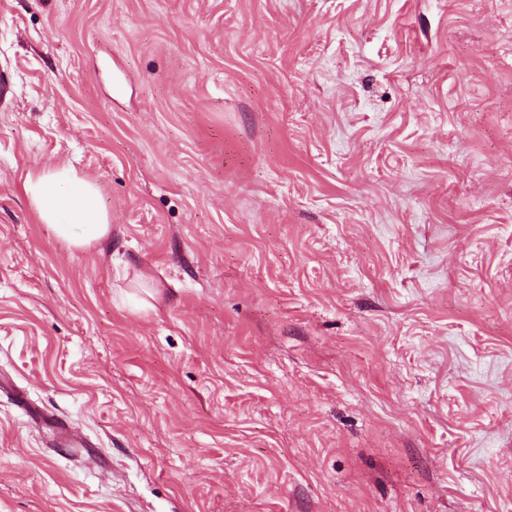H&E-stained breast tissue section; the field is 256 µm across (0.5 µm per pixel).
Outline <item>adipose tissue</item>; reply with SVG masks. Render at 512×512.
Returning a JSON list of instances; mask_svg holds the SVG:
<instances>
[{
  "label": "adipose tissue",
  "instance_id": "obj_1",
  "mask_svg": "<svg viewBox=\"0 0 512 512\" xmlns=\"http://www.w3.org/2000/svg\"><path fill=\"white\" fill-rule=\"evenodd\" d=\"M24 191L41 223L72 247L91 249L108 237L110 224L99 192L73 167L28 175Z\"/></svg>",
  "mask_w": 512,
  "mask_h": 512
}]
</instances>
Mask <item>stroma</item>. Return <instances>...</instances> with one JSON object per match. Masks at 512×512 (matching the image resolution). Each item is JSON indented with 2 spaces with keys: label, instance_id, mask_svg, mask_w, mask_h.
I'll return each mask as SVG.
<instances>
[{
  "label": "stroma",
  "instance_id": "obj_1",
  "mask_svg": "<svg viewBox=\"0 0 512 512\" xmlns=\"http://www.w3.org/2000/svg\"><path fill=\"white\" fill-rule=\"evenodd\" d=\"M1 70L0 512H512V0H0ZM24 191L41 224L79 250L94 248L110 232L107 214L94 184L71 166L29 174Z\"/></svg>",
  "mask_w": 512,
  "mask_h": 512
}]
</instances>
